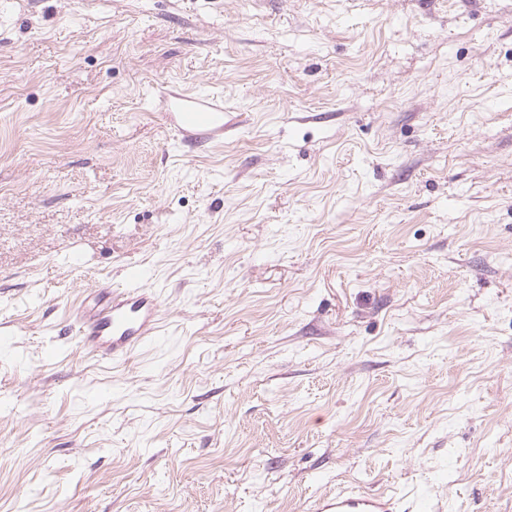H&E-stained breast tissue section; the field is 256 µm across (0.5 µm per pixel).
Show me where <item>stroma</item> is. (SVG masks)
<instances>
[{
  "instance_id": "obj_1",
  "label": "stroma",
  "mask_w": 512,
  "mask_h": 512,
  "mask_svg": "<svg viewBox=\"0 0 512 512\" xmlns=\"http://www.w3.org/2000/svg\"><path fill=\"white\" fill-rule=\"evenodd\" d=\"M1 333L0 512H512V0H0ZM167 127L181 142L224 136V103L206 94L163 97ZM100 288L108 295L107 304L90 311L80 309L76 316L83 348L119 360L160 336V301L154 291L127 285L112 288V284ZM400 502L391 494L341 488L333 495L317 497L312 512H400Z\"/></svg>"
}]
</instances>
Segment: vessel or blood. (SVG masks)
I'll return each mask as SVG.
<instances>
[{
    "label": "vessel or blood",
    "mask_w": 512,
    "mask_h": 512,
    "mask_svg": "<svg viewBox=\"0 0 512 512\" xmlns=\"http://www.w3.org/2000/svg\"><path fill=\"white\" fill-rule=\"evenodd\" d=\"M166 124L183 142H199L224 132V104L206 94L163 98ZM104 307L79 310L76 316L80 345L100 356L119 360L159 336L161 309L157 294L139 286L103 285ZM399 501L388 493L355 487L317 497L311 512H400Z\"/></svg>",
    "instance_id": "vessel-or-blood-1"
}]
</instances>
